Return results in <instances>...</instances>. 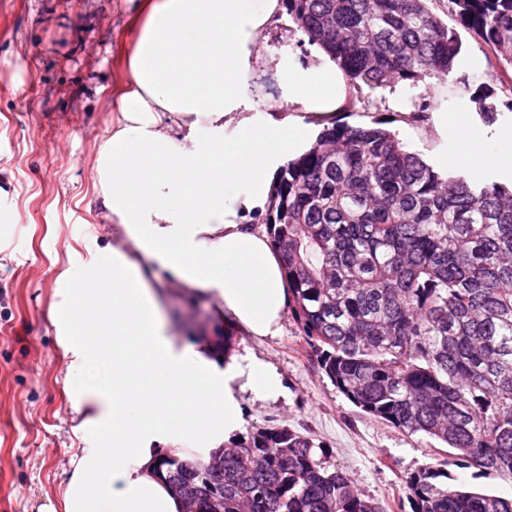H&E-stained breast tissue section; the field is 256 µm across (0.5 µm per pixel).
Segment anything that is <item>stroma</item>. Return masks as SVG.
<instances>
[{
    "instance_id": "obj_1",
    "label": "stroma",
    "mask_w": 512,
    "mask_h": 512,
    "mask_svg": "<svg viewBox=\"0 0 512 512\" xmlns=\"http://www.w3.org/2000/svg\"><path fill=\"white\" fill-rule=\"evenodd\" d=\"M134 12L133 0H0V512H37L84 446L48 309L62 278L77 279L103 244L90 177L116 111L110 89L123 79L120 48ZM460 36L467 61L448 81L376 89L370 109L337 120L367 127L379 120L395 133L402 114L426 99L489 135L511 123L505 108L493 126L473 111L470 94L488 84L489 67L473 34ZM299 38L282 18L262 51L285 64L302 60L313 47ZM164 312L186 323L184 339L210 333L205 298L171 293ZM230 343L237 362L263 361L281 383L273 399L239 393L237 434L274 424L309 434L326 448L330 468L387 508L405 500L408 473L434 462L431 438L402 434L336 389L293 315L280 336L234 331Z\"/></svg>"
}]
</instances>
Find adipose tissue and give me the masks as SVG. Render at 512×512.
I'll return each instance as SVG.
<instances>
[{"label":"adipose tissue","instance_id":"adipose-tissue-1","mask_svg":"<svg viewBox=\"0 0 512 512\" xmlns=\"http://www.w3.org/2000/svg\"><path fill=\"white\" fill-rule=\"evenodd\" d=\"M283 12V0L138 4L114 90L119 112L93 174L106 243L50 309L89 446L71 456L58 502L38 512H192L161 460L221 448L240 420L237 391L279 389L263 362L220 363L213 339L177 343L161 302L177 288L209 297L223 328L282 329L291 299L283 260L249 217L270 207L280 169L346 100L327 56L288 66L265 57L266 31ZM268 72L277 109L253 111L265 88L247 83ZM156 269L166 279H149Z\"/></svg>","mask_w":512,"mask_h":512}]
</instances>
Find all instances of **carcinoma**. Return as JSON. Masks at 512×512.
Wrapping results in <instances>:
<instances>
[{"instance_id":"cac0c4a2","label":"carcinoma","mask_w":512,"mask_h":512,"mask_svg":"<svg viewBox=\"0 0 512 512\" xmlns=\"http://www.w3.org/2000/svg\"><path fill=\"white\" fill-rule=\"evenodd\" d=\"M295 31L344 74V109L370 90L462 63L429 0H287ZM498 61L512 94V0H448ZM493 91L471 102L487 124ZM267 229L318 366L356 407L458 462L512 479V185L435 170L382 127L334 120L280 170ZM444 464V465H446ZM442 464L405 477L412 512H512V496L448 483ZM196 512H386L326 452L285 425L208 456L160 462Z\"/></svg>"}]
</instances>
